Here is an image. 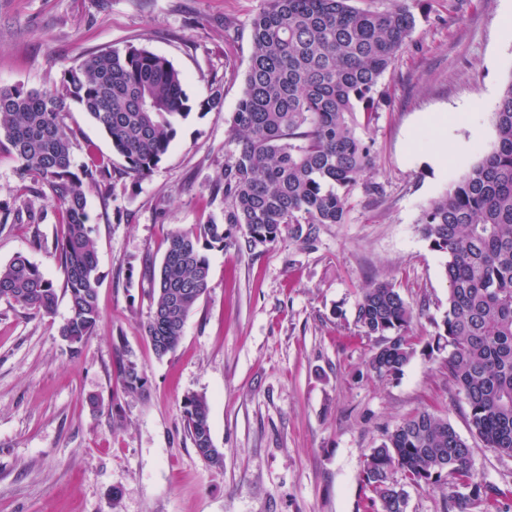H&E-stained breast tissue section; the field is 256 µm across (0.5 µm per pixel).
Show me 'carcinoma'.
I'll list each match as a JSON object with an SVG mask.
<instances>
[{"label": "carcinoma", "instance_id": "cac0c4a2", "mask_svg": "<svg viewBox=\"0 0 512 512\" xmlns=\"http://www.w3.org/2000/svg\"><path fill=\"white\" fill-rule=\"evenodd\" d=\"M352 0H264L251 21L252 51L244 88L229 119L230 142L215 190L224 193V221L173 230L159 266L147 267L151 315L144 326L157 357L175 351L186 320L209 286L206 251L243 237L270 245L287 231L305 242L320 224H343L349 196L372 167L371 144L357 132L369 125L379 80L415 28L408 0L385 11ZM61 89L0 88V145L21 179L41 180L62 208L55 240L63 273L57 288L40 267L18 255L0 265V299L52 314L58 292L70 317L60 335L77 351L99 320L97 253L85 189L112 179L109 164L72 166L73 134L60 120L66 101L78 104L107 135L133 182L149 176L168 153L176 124L191 105L181 72L143 45L85 56L63 72ZM496 141L422 210V237L445 255L448 310L427 343L444 357L448 381L463 396L470 431L512 456V78L495 111ZM414 311L387 282L363 289L356 304L362 334L376 339L368 362L381 377L402 374L416 353L409 335ZM124 390L146 377L125 346L116 347ZM197 453L221 467L205 396L182 402ZM402 474L404 483L393 480ZM453 480L457 512H490L512 490L479 481L470 449L448 418L425 408L401 421L367 456L362 487L375 512H407L406 486Z\"/></svg>", "mask_w": 512, "mask_h": 512}]
</instances>
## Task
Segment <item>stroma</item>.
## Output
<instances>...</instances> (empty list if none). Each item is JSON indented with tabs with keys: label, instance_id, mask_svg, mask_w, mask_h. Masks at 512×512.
Wrapping results in <instances>:
<instances>
[{
	"label": "stroma",
	"instance_id": "obj_1",
	"mask_svg": "<svg viewBox=\"0 0 512 512\" xmlns=\"http://www.w3.org/2000/svg\"><path fill=\"white\" fill-rule=\"evenodd\" d=\"M263 0H0V87L58 86L63 71L99 50L135 43L184 76L193 109L168 154L132 183L106 134L75 103L61 114L75 135L74 167L108 159L112 189L87 192L98 255L100 318L78 351L59 334L70 310L42 315L0 299V512H372L361 487L367 455L403 418L433 408L471 450L478 480L512 487V457L474 437L466 406L439 354L416 352L395 378L367 369L374 340L355 323L362 288L395 286L425 341L448 309L442 254L417 224L421 211L493 145L494 112L512 79L506 0H410L416 27L377 86L364 137L370 180L356 186L346 223L313 242L291 234L252 250H209V288L174 353L157 357L144 333L145 275L177 228L224 218L210 188L230 150L228 120L252 51L250 21ZM221 111L200 104L212 86ZM467 112L465 143L437 174L425 117ZM0 264L18 255L61 283L54 249L61 208L51 191L20 179L0 146ZM126 345L147 383L126 393L115 345ZM210 404L211 466L195 450L181 403Z\"/></svg>",
	"mask_w": 512,
	"mask_h": 512
}]
</instances>
